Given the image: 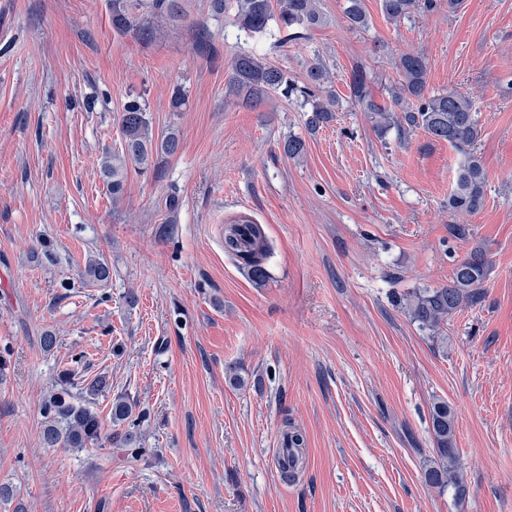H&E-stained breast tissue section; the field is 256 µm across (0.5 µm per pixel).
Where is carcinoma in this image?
<instances>
[{
  "mask_svg": "<svg viewBox=\"0 0 512 512\" xmlns=\"http://www.w3.org/2000/svg\"><path fill=\"white\" fill-rule=\"evenodd\" d=\"M142 0H114L112 24L117 29L131 25V12ZM437 0H381L383 14L399 22L417 9L433 11ZM153 12L165 13L172 18L184 14L183 0H149ZM212 14L221 16L232 11V22L251 36L264 35L275 23L280 41L299 42L308 39L309 32L321 24L322 16L317 0H209ZM348 24L353 30L369 26L364 0H346L344 8ZM400 83L392 93L393 104L382 106L370 96L363 71L356 69L351 75L350 88L356 103L373 120L376 132L384 133L392 127L404 132L421 128L434 139L446 141L465 152L458 168L454 188L448 197V208L475 213L483 206L487 181L481 157L467 150L479 137L480 127L473 101L456 88L431 94L427 90V63L425 58L405 54L398 62ZM330 75L326 66L314 59L305 66L301 79L266 60L255 51L236 55L228 81L229 92L243 98L256 108L271 93H278L299 103L306 113L305 125L314 132L333 119L336 95L326 90ZM123 139L121 150L105 154L99 163L100 174L106 183L112 201L119 202L125 191L128 168L146 174L153 165V157L172 156L180 141L170 130L156 138L151 128L147 108L137 98L128 100L120 117ZM169 218L158 227V233L168 232V224L181 206V198L173 191L165 199ZM224 253L244 261L247 272L256 284L268 278L265 260L269 245L262 225L241 216L224 226ZM489 260L480 248L455 264L448 284L439 288H417L406 295L404 309L411 321L421 330L438 335L441 327L456 313L476 304L483 295ZM111 267L104 256L89 258L81 271V284L102 285L109 282ZM75 367L61 371L50 393L42 400L43 419L41 443L46 448H110L116 446L128 456L139 460L145 454L141 448L139 427L146 414L136 412V405L119 396L112 401L109 417L105 418L94 406L100 392L109 386L104 376L89 381L79 375L78 367L83 355H72ZM113 429L106 428V424ZM434 438V459L423 471L427 486L448 493L455 501L465 500L467 482L459 465L456 446L455 412L446 401H437L431 410ZM289 461L292 468L284 478L293 481L305 461L306 437L294 425H288Z\"/></svg>",
  "mask_w": 512,
  "mask_h": 512,
  "instance_id": "1",
  "label": "carcinoma"
}]
</instances>
